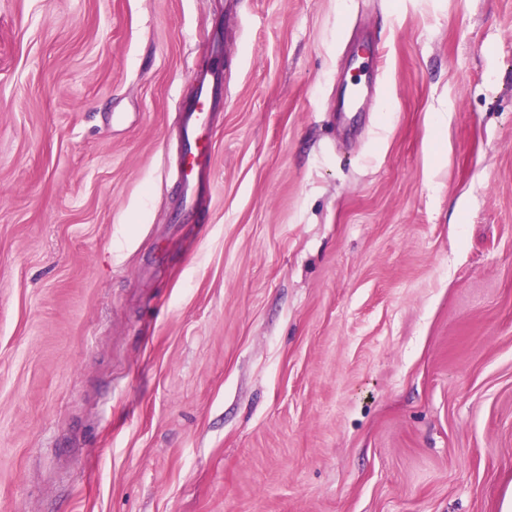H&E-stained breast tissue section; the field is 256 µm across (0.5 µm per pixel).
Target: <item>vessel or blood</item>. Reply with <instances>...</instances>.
<instances>
[{
  "mask_svg": "<svg viewBox=\"0 0 512 512\" xmlns=\"http://www.w3.org/2000/svg\"><path fill=\"white\" fill-rule=\"evenodd\" d=\"M223 55L224 46L220 37H213V62L197 73L194 92L180 107L176 130L177 158L173 170L180 190L172 214L176 220L195 215L212 182L213 115L224 101Z\"/></svg>",
  "mask_w": 512,
  "mask_h": 512,
  "instance_id": "vessel-or-blood-1",
  "label": "vessel or blood"
}]
</instances>
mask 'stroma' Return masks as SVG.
I'll list each match as a JSON object with an SVG mask.
<instances>
[{"mask_svg": "<svg viewBox=\"0 0 512 512\" xmlns=\"http://www.w3.org/2000/svg\"><path fill=\"white\" fill-rule=\"evenodd\" d=\"M510 501L512 0H0V512ZM211 56L212 64L196 74L194 92L180 107L173 170L180 193L173 220L193 217L212 182L213 115L224 103V46L218 34L212 39Z\"/></svg>", "mask_w": 512, "mask_h": 512, "instance_id": "35a3bbf8", "label": "stroma"}]
</instances>
